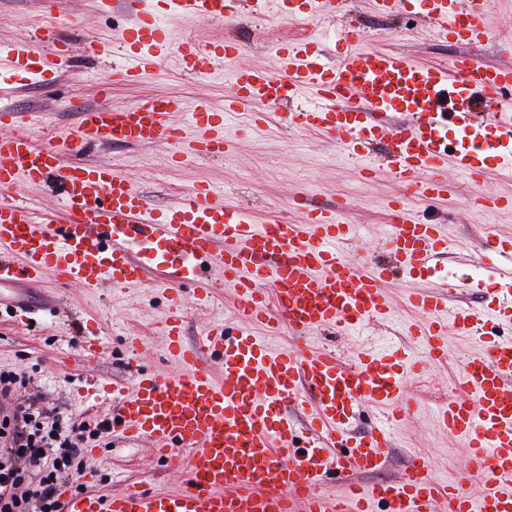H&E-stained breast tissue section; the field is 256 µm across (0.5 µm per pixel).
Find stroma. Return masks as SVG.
Wrapping results in <instances>:
<instances>
[{"instance_id": "35a3bbf8", "label": "stroma", "mask_w": 512, "mask_h": 512, "mask_svg": "<svg viewBox=\"0 0 512 512\" xmlns=\"http://www.w3.org/2000/svg\"><path fill=\"white\" fill-rule=\"evenodd\" d=\"M164 9L163 0H112L108 11L101 9L99 0H57L58 35L77 48L70 65L52 91L17 77L15 85L0 91V106L35 113L37 120L44 122V129L70 132L76 129L82 110L104 100L97 92V82L107 73L112 76V90L106 100L117 108L157 94L181 98L189 105L203 97L213 106H222L231 92L229 85L218 78L186 75L174 58H167L160 68L141 79L128 81L112 75L109 59L81 53V46L90 39L120 43L137 13H160ZM41 20V0H0V46L24 40L29 29ZM489 22L493 40L466 48L438 39L431 25L417 17L415 8L385 16L375 10L372 0H347L341 16L326 15L304 26L278 16L271 2L262 14L246 9L227 23L173 20L169 30L175 43L189 35L202 43L236 40L244 48L240 62L248 66H275L268 50L272 42L313 31L326 38V51H333L331 37L341 25L361 31L371 47L402 54L423 65H445L465 51L478 64L512 63V51H505L500 42L501 37L512 36V0H491ZM289 111V106L279 107L281 122L261 130L231 128V153L222 160L201 156L176 162L171 144L92 145L85 148L81 158L128 176L154 210L170 207L201 182L226 188L224 200L228 204H246L258 216H278L291 222L301 216L304 207L332 208L343 203L347 206L345 219L359 225L361 233L346 247V256L356 263L385 258L389 250L385 207L398 185L396 173L386 166L364 173L358 163L347 159L321 135L290 125L286 119ZM44 129L35 130V137H42ZM443 176L450 186L448 195L434 204L414 198L412 209L421 221L440 225L448 239L447 255L434 269L411 277L399 275L390 282L391 319L372 322L364 336L333 329L312 332L313 347L332 349L346 362L365 348L393 352L398 360L410 357L419 361L423 350L416 337L405 332L406 326L423 321L418 310L405 301L410 292L434 289L445 277L456 285L448 296L450 306L478 309L498 291V283L491 278L478 288L462 287L460 281L474 272L473 258L487 226H494L502 239L512 240V210L486 211L475 201L470 179L455 168H448ZM301 188L306 189V196H298ZM198 274L212 284L213 290L208 303L191 304L186 309L183 339L188 346L198 342L211 322L224 321L231 329L246 324L233 290L221 287L219 273L205 264ZM37 295L40 303L28 318L15 316L9 307L0 309V371L27 376V385L18 392L23 405L76 422L109 419L114 409L111 396L87 398L88 382L108 386L112 381L128 379L138 366L154 372L180 371V363L167 351L163 321L169 293L161 288L158 272H150L140 285L95 291L64 284L49 274ZM85 337L106 345L97 363L87 365L80 360V342ZM446 340L447 364L427 366L408 383L410 413L394 430L393 446L384 466L373 473L355 475V482L372 484L402 477L414 450L430 459L439 483L453 485L459 480L466 447L440 428L438 409L459 395V367L468 357L480 354L482 348L475 340L453 332ZM94 446L97 455L88 459L87 468L95 478L85 483V490L120 493L135 486L157 494L172 493L181 486V474L172 470L164 457L156 454L148 442L128 439L118 424L111 422Z\"/></svg>"}]
</instances>
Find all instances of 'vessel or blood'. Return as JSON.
Wrapping results in <instances>:
<instances>
[{
    "label": "vessel or blood",
    "instance_id": "1",
    "mask_svg": "<svg viewBox=\"0 0 512 512\" xmlns=\"http://www.w3.org/2000/svg\"><path fill=\"white\" fill-rule=\"evenodd\" d=\"M243 0H168L171 15L221 21L240 15ZM488 0H418L436 35L473 46L490 37ZM56 0H42L43 19L27 41L0 51V86L16 75L51 82L70 62L73 47L58 38ZM281 16L296 23L318 12L338 13L340 0H279ZM46 53L31 52L30 43ZM275 68L243 66L242 46L230 39L206 44L188 38L171 44L166 26L153 15L127 28L124 77L175 55L183 72L210 76L224 63L232 91L223 108L198 99L193 107L172 96H155L122 109L102 105L84 110L72 135L36 144L23 113L0 107V287L41 281L53 273L84 288H124L161 270L165 287L197 278L201 265L216 267L233 288L249 326L227 333L212 324L192 348L181 343L182 301L166 321L168 348L182 372H137L131 386L116 389L118 421L129 437L147 440L170 468L186 477L172 494L129 489L120 494L62 489L63 512H512V339L485 332L495 316L469 307H449L448 291L417 292L409 302L430 322L414 336L430 363L448 360L449 330L475 338L482 355L462 363L458 382L464 399L442 407L439 421L464 441L465 481L481 485L471 494L463 484L441 486L430 462L412 455L396 481L350 484L333 499L323 487L334 472L368 473L385 462L392 427L409 411L407 375L384 356L361 353L342 361L334 351L311 350L309 333L331 328L355 333L386 317L391 301L385 285L399 271L431 269L448 247L438 225L419 222L414 197L440 199L441 177L455 166L469 179L486 174L487 150L480 135L489 127L509 139L498 146L496 169L512 179V65L473 64L460 55L446 66H427L392 52L366 47L355 29L338 27L336 52L326 56L313 41L271 45ZM291 105L288 120L321 134L345 155L373 171L372 152L389 145L399 187L388 203L390 259L364 268L350 263L341 243L356 235L340 211L310 209L295 223L257 220L245 205L225 203L222 190L200 183L166 210L146 206L144 196L111 167L74 162L90 143L177 144L185 156H224L228 118L249 105ZM186 115L194 129L184 138L175 122ZM464 136L449 145L448 130ZM55 180L58 217H40L23 199L26 187ZM485 207L512 208V195L479 187ZM288 327L298 342L274 350L253 326ZM224 373L215 379L211 358ZM390 408V416L363 435L351 434L360 407ZM310 407L304 425L288 407Z\"/></svg>",
    "mask_w": 512,
    "mask_h": 512
}]
</instances>
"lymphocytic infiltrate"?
I'll return each instance as SVG.
<instances>
[{
  "mask_svg": "<svg viewBox=\"0 0 512 512\" xmlns=\"http://www.w3.org/2000/svg\"><path fill=\"white\" fill-rule=\"evenodd\" d=\"M24 378L0 371V512H61V483L86 468L88 438L107 420L74 423L56 416L43 421L29 407L13 404Z\"/></svg>",
  "mask_w": 512,
  "mask_h": 512,
  "instance_id": "lymphocytic-infiltrate-1",
  "label": "lymphocytic infiltrate"
}]
</instances>
